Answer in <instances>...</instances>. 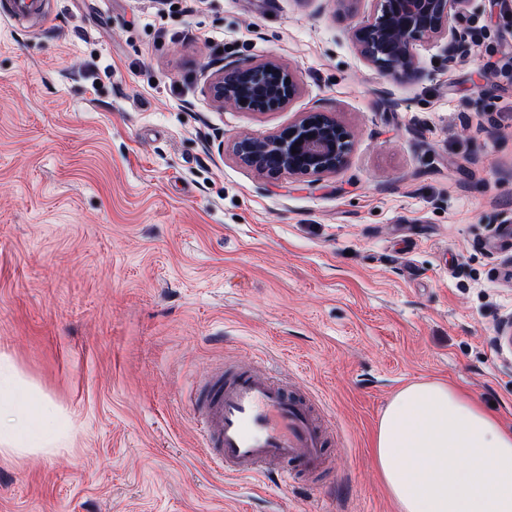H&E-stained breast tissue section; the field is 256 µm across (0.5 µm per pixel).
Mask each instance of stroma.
<instances>
[{"instance_id":"1","label":"stroma","mask_w":512,"mask_h":512,"mask_svg":"<svg viewBox=\"0 0 512 512\" xmlns=\"http://www.w3.org/2000/svg\"><path fill=\"white\" fill-rule=\"evenodd\" d=\"M0 0V355L61 449L0 453V512H398L373 442L404 387L441 381L512 427V0H471L383 76L349 29L370 0ZM277 60L296 99L215 103L228 62ZM355 132L337 172L276 179L241 135L305 112ZM311 395L328 470L221 474L186 399L216 363Z\"/></svg>"}]
</instances>
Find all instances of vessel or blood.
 <instances>
[{"label":"vessel or blood","instance_id":"1","mask_svg":"<svg viewBox=\"0 0 512 512\" xmlns=\"http://www.w3.org/2000/svg\"><path fill=\"white\" fill-rule=\"evenodd\" d=\"M201 451L224 474L251 477L277 469L319 476L327 468L328 424L309 398L294 396L268 370L213 371L191 391Z\"/></svg>","mask_w":512,"mask_h":512}]
</instances>
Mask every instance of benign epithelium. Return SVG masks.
Segmentation results:
<instances>
[{"instance_id": "obj_1", "label": "benign epithelium", "mask_w": 512, "mask_h": 512, "mask_svg": "<svg viewBox=\"0 0 512 512\" xmlns=\"http://www.w3.org/2000/svg\"><path fill=\"white\" fill-rule=\"evenodd\" d=\"M368 17L349 36L361 57L380 73L400 80L419 76L415 46L446 39L465 42L466 33L450 24L469 0H371ZM299 92L294 74L269 59L253 64L229 63L216 75L210 94L219 104L243 112H270L290 104ZM353 132L328 112H308L297 123L271 135L242 136L233 143L236 156L271 178L321 176L341 169L350 153Z\"/></svg>"}]
</instances>
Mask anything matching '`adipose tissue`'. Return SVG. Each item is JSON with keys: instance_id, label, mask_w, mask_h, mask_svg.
Returning a JSON list of instances; mask_svg holds the SVG:
<instances>
[{"instance_id": "1", "label": "adipose tissue", "mask_w": 512, "mask_h": 512, "mask_svg": "<svg viewBox=\"0 0 512 512\" xmlns=\"http://www.w3.org/2000/svg\"><path fill=\"white\" fill-rule=\"evenodd\" d=\"M12 424L0 452L45 448L54 438L50 404L11 391ZM376 468L399 512H512V430L480 403L441 382L413 383L383 411Z\"/></svg>"}]
</instances>
